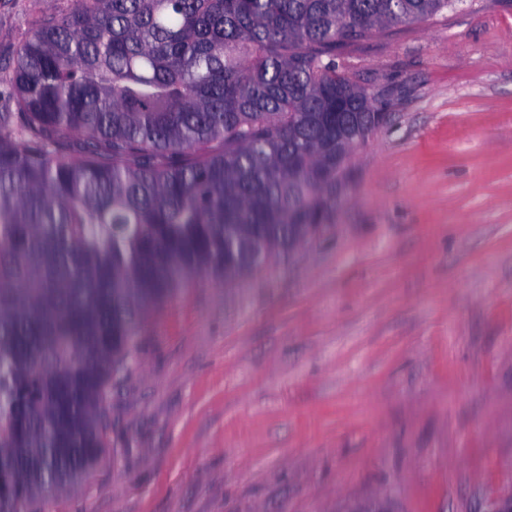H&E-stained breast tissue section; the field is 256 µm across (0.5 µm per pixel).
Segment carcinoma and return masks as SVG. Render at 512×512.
<instances>
[{
	"instance_id": "cac0c4a2",
	"label": "carcinoma",
	"mask_w": 512,
	"mask_h": 512,
	"mask_svg": "<svg viewBox=\"0 0 512 512\" xmlns=\"http://www.w3.org/2000/svg\"><path fill=\"white\" fill-rule=\"evenodd\" d=\"M71 2L3 75L0 512L101 456L144 312L336 204V113L376 111L336 52L460 0Z\"/></svg>"
}]
</instances>
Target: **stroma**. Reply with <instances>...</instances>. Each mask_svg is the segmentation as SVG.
<instances>
[{"instance_id": "35a3bbf8", "label": "stroma", "mask_w": 512, "mask_h": 512, "mask_svg": "<svg viewBox=\"0 0 512 512\" xmlns=\"http://www.w3.org/2000/svg\"><path fill=\"white\" fill-rule=\"evenodd\" d=\"M66 0H0V65ZM390 121L327 227L147 310L109 446L39 512H490L512 497V0L336 55Z\"/></svg>"}]
</instances>
